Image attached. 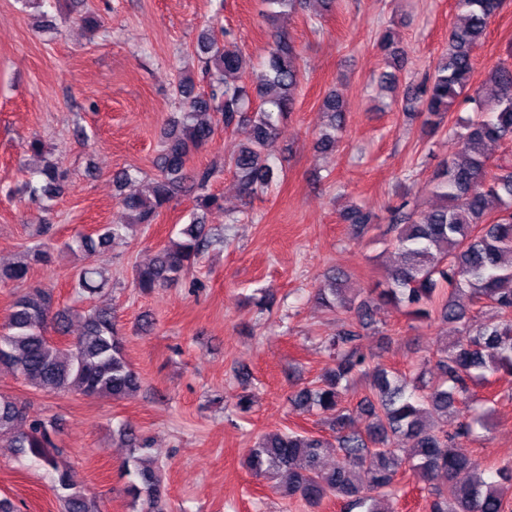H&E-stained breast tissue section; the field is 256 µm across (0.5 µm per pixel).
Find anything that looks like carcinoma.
<instances>
[{"label": "carcinoma", "mask_w": 512, "mask_h": 512, "mask_svg": "<svg viewBox=\"0 0 512 512\" xmlns=\"http://www.w3.org/2000/svg\"><path fill=\"white\" fill-rule=\"evenodd\" d=\"M310 3L262 0L273 31L257 70L230 32L222 42L209 29L200 32L196 52L206 90L199 91L190 75L179 78L180 112L163 129L159 174L149 193L126 192L137 182L138 171H118L113 182L127 220L79 233L64 243L71 254L81 256L72 287L86 305L57 309L53 289L42 285L16 295L0 323L1 367L53 394L78 392L119 400L141 390V377L126 356L112 312L91 302L109 285V277L89 262L90 256L157 223L185 190L193 193L189 222L179 238L135 266L133 287L144 294L168 288L212 248L224 244V237L205 224V214L224 202L209 190L215 169L187 166L191 154L212 142L219 124L226 132L248 129V141L229 163L240 194L258 198L280 181L281 169L274 160L279 128L294 109L295 91L303 79L299 53L284 22ZM503 3L457 0L461 23L449 30L447 48L433 73L407 91V104L418 109L430 133L445 124L459 98L473 104V115L456 123L455 151L427 183L438 203L424 213L405 199L390 209L395 235L388 246L398 261L385 283L371 291V298L342 287L343 274L334 270L314 295L328 311L354 313L357 324L345 322L327 338L331 366L294 396L295 405L326 416L334 441L305 431H275L261 435L249 451L246 467L284 498L315 507L334 497L344 501L347 512H394L388 491L406 468L424 484L427 512H506L504 486L512 488V464L497 468L495 479L484 478L485 470L462 440L472 436L474 427H486L488 412L476 409L467 418L461 411L474 386L512 383V163L493 165L485 151L489 143H512V55L492 68L484 84L472 87V52ZM378 48L392 68L382 73L381 81L392 86L404 57L391 30L384 31ZM322 109L327 124L320 129L317 148L329 151L340 141L345 107L330 93ZM27 151L43 158V164L21 192L43 201L63 193L67 171L62 161L44 157L39 139L29 141ZM341 219L356 236L378 223L371 210L356 205ZM47 231L48 225H35L34 244L19 260L0 266V287L22 284L33 266L51 263L54 245L45 238ZM382 305L403 308L414 322L438 320L454 326L453 332L438 337L418 372L374 365L363 351L362 330L374 323ZM474 306L491 310L493 316L484 322L474 319ZM72 318L81 323L79 336L65 342L49 336L50 324L63 327ZM359 378L366 380V394L353 410L345 405V396ZM356 411L365 419L362 430L354 424ZM56 433L53 421L0 395V444L32 454L53 474L51 491L61 512H94L95 505L59 461ZM120 435L127 444L123 467L132 504H140V512H163V466L152 456L147 439L126 429ZM326 448L336 449L337 464L324 463Z\"/></svg>", "instance_id": "carcinoma-1"}]
</instances>
